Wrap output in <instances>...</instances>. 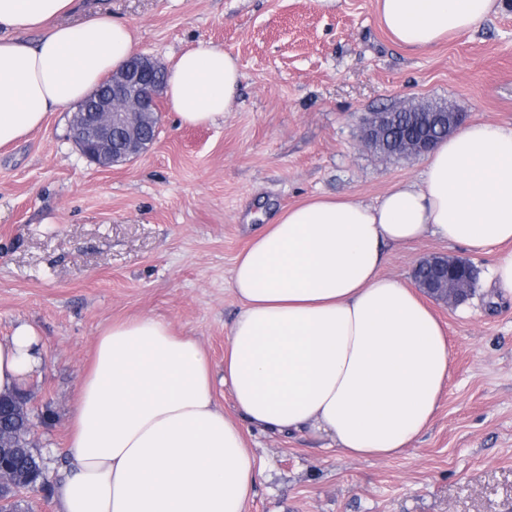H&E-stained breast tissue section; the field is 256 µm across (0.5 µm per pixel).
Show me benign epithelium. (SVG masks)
I'll return each instance as SVG.
<instances>
[{"label": "benign epithelium", "instance_id": "7a95c632", "mask_svg": "<svg viewBox=\"0 0 512 512\" xmlns=\"http://www.w3.org/2000/svg\"><path fill=\"white\" fill-rule=\"evenodd\" d=\"M157 69L155 60L147 55L131 57L120 69L112 72L111 85L92 100L84 101L70 122V138L80 152L99 168L112 167V152L119 149L129 153L138 151L135 140L125 138L133 115L153 110L161 95L162 84L152 78ZM402 112L417 114L424 122L427 134L415 139L395 138V146L414 157L427 155L434 147V137L453 133L465 122V113L449 111L440 114L429 110L426 103L396 105L371 114L366 122L362 143L368 148L386 145L389 129H397V115ZM431 272L421 283L431 298L456 303L467 297L461 283L473 267L463 257L432 256L417 263ZM6 449L0 448V493L7 491L19 499L33 488L28 482L16 480L13 469L4 466L1 459Z\"/></svg>", "mask_w": 512, "mask_h": 512}]
</instances>
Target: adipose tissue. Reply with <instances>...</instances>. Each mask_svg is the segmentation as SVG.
Wrapping results in <instances>:
<instances>
[{
	"instance_id": "adipose-tissue-1",
	"label": "adipose tissue",
	"mask_w": 512,
	"mask_h": 512,
	"mask_svg": "<svg viewBox=\"0 0 512 512\" xmlns=\"http://www.w3.org/2000/svg\"><path fill=\"white\" fill-rule=\"evenodd\" d=\"M498 0H378L399 45L424 49L476 29ZM76 0H0V148L82 101L133 54L111 15L72 21ZM38 32L35 43L22 33ZM235 59L198 44L174 58L165 94L181 125L215 123L240 87ZM433 235L483 250L512 296V128L473 121L426 157L422 182L374 204L313 197L282 211L237 256L240 310L224 349L219 406L209 358L156 318L99 336L67 431L58 512H246L252 431H308L343 454L389 458L432 422L448 382L446 330L414 287L385 274V247ZM43 363L22 325L0 341V393Z\"/></svg>"
}]
</instances>
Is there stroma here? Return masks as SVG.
Wrapping results in <instances>:
<instances>
[{"label":"stroma","mask_w":512,"mask_h":512,"mask_svg":"<svg viewBox=\"0 0 512 512\" xmlns=\"http://www.w3.org/2000/svg\"><path fill=\"white\" fill-rule=\"evenodd\" d=\"M136 33L161 64L205 43L242 75L230 112L180 125L159 101V135L136 159L101 170L50 113L0 149V340L20 325L44 344L24 386L50 473L94 344L112 322H170L208 353L215 397L239 311L237 255L284 208L311 196L376 202L422 181L425 158L361 142L366 113L446 103L468 120L512 127V0L478 29L427 49L383 28L376 0H80ZM468 258L481 278L465 302L432 307L447 328L449 378L427 430L401 454L353 458L306 432H252L258 468L247 512H512V297L485 279L498 249L426 237L387 249L385 271L412 283L431 254Z\"/></svg>","instance_id":"35a3bbf8"}]
</instances>
